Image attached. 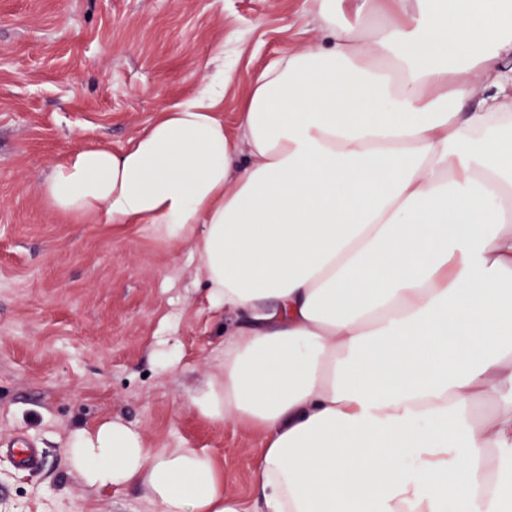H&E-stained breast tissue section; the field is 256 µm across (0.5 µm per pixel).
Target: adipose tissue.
<instances>
[{"instance_id": "ef3b65f1", "label": "adipose tissue", "mask_w": 512, "mask_h": 512, "mask_svg": "<svg viewBox=\"0 0 512 512\" xmlns=\"http://www.w3.org/2000/svg\"><path fill=\"white\" fill-rule=\"evenodd\" d=\"M316 40L216 66L122 150L39 186L76 224H149L224 315L199 417L263 439L252 512H512V0H303ZM495 410L476 419L472 408ZM93 491L243 512L202 448L70 435ZM244 90L240 82L228 84L224 89V125L232 133L237 129V112Z\"/></svg>"}]
</instances>
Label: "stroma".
Returning a JSON list of instances; mask_svg holds the SVG:
<instances>
[{
	"label": "stroma",
	"instance_id": "1",
	"mask_svg": "<svg viewBox=\"0 0 512 512\" xmlns=\"http://www.w3.org/2000/svg\"><path fill=\"white\" fill-rule=\"evenodd\" d=\"M301 0H0V438L44 450L32 473L0 455V512H140L141 491L86 489L65 442L121 419L153 448H206L248 503L261 459L252 428L196 416L224 318L186 252L150 225L73 224L37 193L68 151L128 146L209 73L223 49L237 129L243 76L312 42Z\"/></svg>",
	"mask_w": 512,
	"mask_h": 512
}]
</instances>
